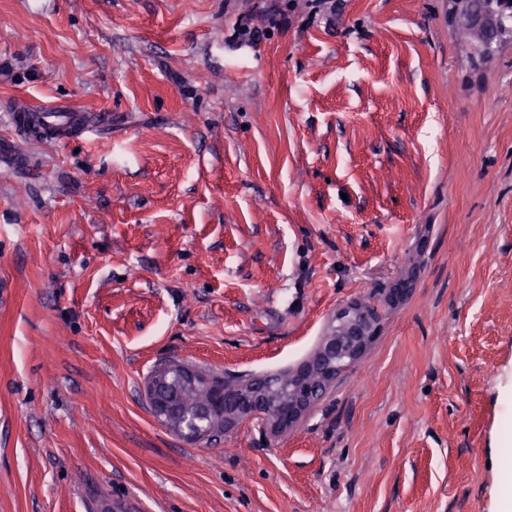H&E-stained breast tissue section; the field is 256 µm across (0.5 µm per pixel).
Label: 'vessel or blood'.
I'll use <instances>...</instances> for the list:
<instances>
[{"mask_svg": "<svg viewBox=\"0 0 512 512\" xmlns=\"http://www.w3.org/2000/svg\"><path fill=\"white\" fill-rule=\"evenodd\" d=\"M15 135L21 141H46L67 144L74 139L97 137L102 127L111 125L108 113L93 114L66 105L27 106L13 110Z\"/></svg>", "mask_w": 512, "mask_h": 512, "instance_id": "b4317fda", "label": "vessel or blood"}]
</instances>
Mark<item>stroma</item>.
Listing matches in <instances>:
<instances>
[{"label": "stroma", "mask_w": 512, "mask_h": 512, "mask_svg": "<svg viewBox=\"0 0 512 512\" xmlns=\"http://www.w3.org/2000/svg\"><path fill=\"white\" fill-rule=\"evenodd\" d=\"M444 13L0 0V142L112 116L0 150V512H502L512 46L471 75ZM354 300L376 339L288 433L153 416L159 363L276 373ZM15 135L19 141H46L65 145L76 137L86 141L99 138L102 127L112 125L109 113L93 114L66 105L21 106L12 111ZM167 384L166 376L155 377L150 380L148 390L152 397V403L158 406L157 416L182 436L192 439L195 438L194 430L195 418L187 414L170 413L168 409L162 407L163 400L156 396V390L159 386Z\"/></svg>", "instance_id": "stroma-1"}]
</instances>
